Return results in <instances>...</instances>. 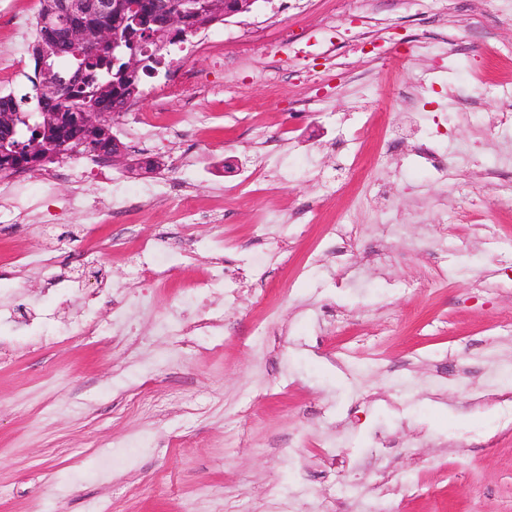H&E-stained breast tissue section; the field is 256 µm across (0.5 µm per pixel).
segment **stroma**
Wrapping results in <instances>:
<instances>
[{
	"label": "stroma",
	"instance_id": "stroma-1",
	"mask_svg": "<svg viewBox=\"0 0 512 512\" xmlns=\"http://www.w3.org/2000/svg\"><path fill=\"white\" fill-rule=\"evenodd\" d=\"M39 9L0 0V94L31 92ZM209 32L196 111L139 127L168 71L144 77L125 160L82 158L53 197L29 188L41 224H0V304L25 317L0 324V512H512V410L487 396L492 373L512 387V181L480 176L512 156V0H260ZM116 189L118 224L94 211ZM219 236L236 285L198 293ZM144 240L196 251L131 305ZM185 299L223 335L159 330ZM87 318L120 333L61 335ZM134 437V466L92 477Z\"/></svg>",
	"mask_w": 512,
	"mask_h": 512
}]
</instances>
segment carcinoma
<instances>
[{"label":"carcinoma","mask_w":512,"mask_h":512,"mask_svg":"<svg viewBox=\"0 0 512 512\" xmlns=\"http://www.w3.org/2000/svg\"><path fill=\"white\" fill-rule=\"evenodd\" d=\"M129 2L137 5L136 14L157 23L161 21L162 0H116L122 15L101 17L97 23L110 28L119 21L123 30L135 32L129 22L132 15L125 13ZM40 4L31 95L21 99L11 94L0 96V141L9 147L21 146L6 156L4 162L12 166L37 162L46 156V141L50 137L59 147L69 139L86 138L105 154L120 152L112 146L111 127H74L62 113L79 112L85 107L99 112L123 111L127 94L140 86L142 75L153 65L137 68L134 56L138 48L128 39L114 48L110 43H98V36L91 29L81 33L65 29L47 32L42 21L54 12L56 0H40ZM56 74L69 80L67 88L59 93L52 91L53 85L49 83Z\"/></svg>","instance_id":"carcinoma-1"}]
</instances>
